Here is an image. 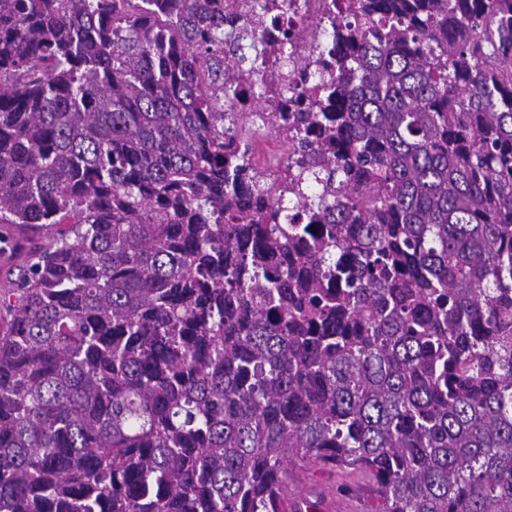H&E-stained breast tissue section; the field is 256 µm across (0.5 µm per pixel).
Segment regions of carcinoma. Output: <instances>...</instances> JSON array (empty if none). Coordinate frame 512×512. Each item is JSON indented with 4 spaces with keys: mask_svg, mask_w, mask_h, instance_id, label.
I'll list each match as a JSON object with an SVG mask.
<instances>
[{
    "mask_svg": "<svg viewBox=\"0 0 512 512\" xmlns=\"http://www.w3.org/2000/svg\"><path fill=\"white\" fill-rule=\"evenodd\" d=\"M219 0H0V512H512V0L336 5L254 167ZM251 145L252 163L269 172L284 169L288 164L287 155L280 150L279 144L282 140L278 134L271 130L261 128L249 139ZM308 474V469L300 465L290 468V477L280 485L279 496L289 512H297L306 501V495L299 490V483ZM363 501L354 490L347 494L330 491L318 497L317 508L320 512H364Z\"/></svg>",
    "mask_w": 512,
    "mask_h": 512,
    "instance_id": "cac0c4a2",
    "label": "carcinoma"
}]
</instances>
